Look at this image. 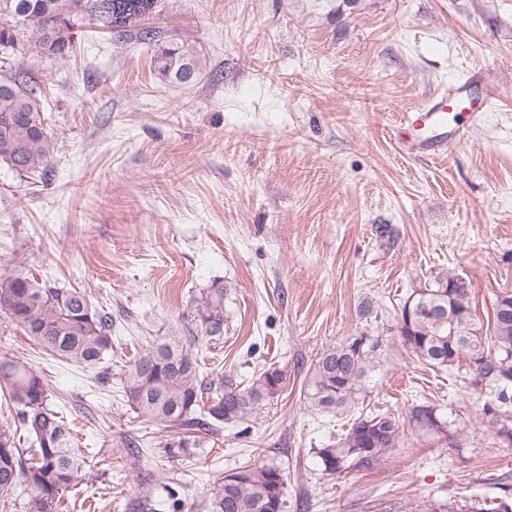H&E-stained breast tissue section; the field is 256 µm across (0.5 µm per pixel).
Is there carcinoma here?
Instances as JSON below:
<instances>
[{
    "instance_id": "1",
    "label": "carcinoma",
    "mask_w": 512,
    "mask_h": 512,
    "mask_svg": "<svg viewBox=\"0 0 512 512\" xmlns=\"http://www.w3.org/2000/svg\"><path fill=\"white\" fill-rule=\"evenodd\" d=\"M161 0H0V44L18 43L12 57L29 53L65 58L76 30L94 25L118 42L153 46L158 75L171 83H190L201 75L194 51L174 40L157 42L149 20ZM41 80L13 63L0 76V166L20 173L45 167L51 135L44 115ZM461 277L439 274L401 304L394 323L364 328L324 350L307 374L306 399L323 412L347 413L362 393L385 350L386 336L400 338L416 358L437 372L460 370L465 392L476 396L485 422L499 442L512 447V296L496 299L492 333L471 303ZM0 315L20 326L57 359L99 369L110 379L112 318L91 305L75 288H64L21 273L0 274ZM195 335L146 346L124 369L121 386L130 409L149 421L184 431L165 445L171 457L190 455L204 435L243 424L255 409L285 386L284 373L269 368L242 386L230 376L201 372L192 347L212 341L224 329V289L202 293ZM0 388L18 406L17 422L34 438L35 448H19L15 433L0 426V493L21 489L23 512H68L65 492L86 477L87 456L71 445L69 428L48 402L41 372L21 360L0 361ZM452 425L439 406L416 403L400 419L392 412L362 413L339 439L315 451L328 476L367 471L402 441L405 429L443 434ZM287 476L274 464L247 465L214 482L209 512H284ZM496 505L475 502L464 512H512V490L500 486Z\"/></svg>"
}]
</instances>
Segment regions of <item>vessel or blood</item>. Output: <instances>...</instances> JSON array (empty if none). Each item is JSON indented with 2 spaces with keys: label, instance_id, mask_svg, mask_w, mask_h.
<instances>
[{
  "label": "vessel or blood",
  "instance_id": "b4317fda",
  "mask_svg": "<svg viewBox=\"0 0 512 512\" xmlns=\"http://www.w3.org/2000/svg\"><path fill=\"white\" fill-rule=\"evenodd\" d=\"M468 105L457 91H446L433 97L422 108L405 113L403 119L413 131L417 139L405 140L402 150L413 155H433L446 148L445 129L455 125L460 112L467 110Z\"/></svg>",
  "mask_w": 512,
  "mask_h": 512
}]
</instances>
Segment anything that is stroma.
Returning <instances> with one entry per match:
<instances>
[{
    "label": "stroma",
    "instance_id": "1",
    "mask_svg": "<svg viewBox=\"0 0 512 512\" xmlns=\"http://www.w3.org/2000/svg\"><path fill=\"white\" fill-rule=\"evenodd\" d=\"M150 25L193 45L198 79L164 81L148 46L82 28L70 57L21 62L44 83L49 167L0 168V271L23 265L112 316L106 387L0 317V358L43 372L92 455L66 493L74 512H168L171 488L184 512H209L222 473L266 463L287 476L285 512H414L512 485V447L475 398L398 337L350 415L304 396L321 352L365 328L362 301L390 324L451 273L485 322L512 295V0H164ZM464 83L494 89L461 114L468 135L439 157L403 154L402 112ZM209 288L225 293L224 334L200 342L203 369L246 382L275 367L286 384L246 432L170 459L180 430L138 418L118 376L139 347L190 335ZM417 399L452 411L457 445L412 433L371 470L322 473L315 451L349 416Z\"/></svg>",
    "mask_w": 512,
    "mask_h": 512
}]
</instances>
